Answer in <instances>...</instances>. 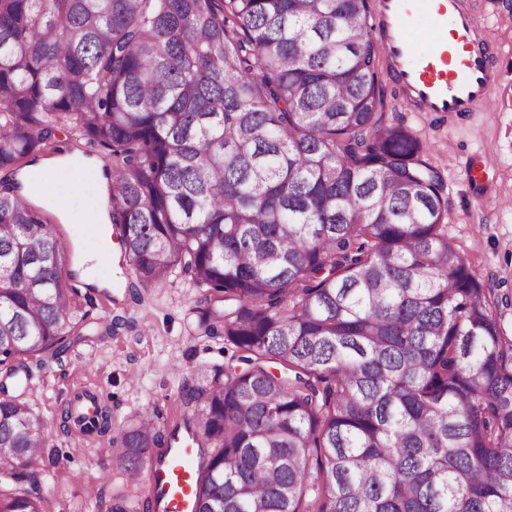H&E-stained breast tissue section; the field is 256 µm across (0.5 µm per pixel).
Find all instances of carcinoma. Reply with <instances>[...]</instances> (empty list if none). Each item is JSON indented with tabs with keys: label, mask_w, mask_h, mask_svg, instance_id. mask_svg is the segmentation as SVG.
<instances>
[{
	"label": "carcinoma",
	"mask_w": 512,
	"mask_h": 512,
	"mask_svg": "<svg viewBox=\"0 0 512 512\" xmlns=\"http://www.w3.org/2000/svg\"><path fill=\"white\" fill-rule=\"evenodd\" d=\"M373 0H0V369L82 339L73 244L15 176L98 149L123 273L180 275L200 336L183 427L94 429L135 481L179 430L194 512H512V336L448 239L420 138L386 119ZM54 447L0 398V512H44Z\"/></svg>",
	"instance_id": "cac0c4a2"
}]
</instances>
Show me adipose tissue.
<instances>
[{"mask_svg":"<svg viewBox=\"0 0 512 512\" xmlns=\"http://www.w3.org/2000/svg\"><path fill=\"white\" fill-rule=\"evenodd\" d=\"M90 163V158L76 148L71 152L46 157L38 163L28 165L21 175V181L24 190H39L44 200L56 211L63 223L83 224L86 227V238L101 242L102 252H88L80 257L81 275L89 285L95 287L99 284L95 275V267L100 262L102 253L112 250V224L108 218L106 207L101 204L77 216L64 207L54 195L55 177L62 175L71 178L78 177Z\"/></svg>","mask_w":512,"mask_h":512,"instance_id":"obj_1","label":"adipose tissue"}]
</instances>
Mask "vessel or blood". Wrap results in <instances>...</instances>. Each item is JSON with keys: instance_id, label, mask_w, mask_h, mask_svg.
I'll return each mask as SVG.
<instances>
[{"instance_id": "vessel-or-blood-1", "label": "vessel or blood", "mask_w": 512, "mask_h": 512, "mask_svg": "<svg viewBox=\"0 0 512 512\" xmlns=\"http://www.w3.org/2000/svg\"><path fill=\"white\" fill-rule=\"evenodd\" d=\"M377 45L410 107L462 114L495 104L501 74L480 39L487 31L483 6L461 0H375ZM196 450L183 442L167 449L150 473L156 512H193Z\"/></svg>"}]
</instances>
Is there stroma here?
<instances>
[{
  "label": "stroma",
  "instance_id": "obj_1",
  "mask_svg": "<svg viewBox=\"0 0 512 512\" xmlns=\"http://www.w3.org/2000/svg\"><path fill=\"white\" fill-rule=\"evenodd\" d=\"M493 2L490 33L506 74L496 91L501 110L454 115L400 106L388 117L428 145L429 162L443 173L449 238L494 294L512 299V0ZM55 187L77 212L95 207L106 193L94 166L79 181L58 178ZM97 273L112 285L95 290L79 285L92 297L78 307L84 342L33 370L39 388L31 400L54 443L50 458L37 465L42 481L54 489L47 512H85V505L96 502L107 508L133 492L88 440L62 431L60 412L73 390L97 391L112 408L115 429L149 411L168 432L187 412L184 385L197 369L225 359L223 339L194 334L192 310L202 290L174 277L134 291L121 269L105 261ZM110 320L116 328L108 332L104 325Z\"/></svg>",
  "mask_w": 512,
  "mask_h": 512
}]
</instances>
